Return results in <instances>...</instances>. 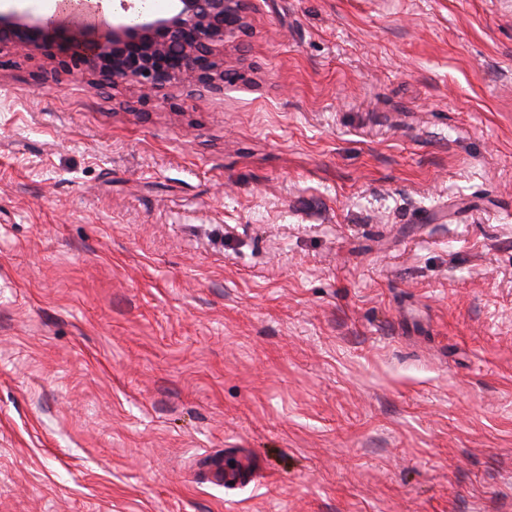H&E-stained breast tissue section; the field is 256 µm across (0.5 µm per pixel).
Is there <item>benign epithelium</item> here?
<instances>
[{"label": "benign epithelium", "mask_w": 512, "mask_h": 512, "mask_svg": "<svg viewBox=\"0 0 512 512\" xmlns=\"http://www.w3.org/2000/svg\"><path fill=\"white\" fill-rule=\"evenodd\" d=\"M173 2L165 17L141 8L105 26H86L78 35L71 27L14 7L0 10V45L18 52L49 47L68 72L89 74L100 83L133 81L143 104L185 73L214 91L223 90L226 79H244L224 68V57L217 51L242 27L245 0Z\"/></svg>", "instance_id": "benign-epithelium-1"}]
</instances>
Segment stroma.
I'll use <instances>...</instances> for the list:
<instances>
[{"label":"stroma","mask_w":512,"mask_h":512,"mask_svg":"<svg viewBox=\"0 0 512 512\" xmlns=\"http://www.w3.org/2000/svg\"><path fill=\"white\" fill-rule=\"evenodd\" d=\"M243 17L146 108L0 48V512H512V0Z\"/></svg>","instance_id":"35a3bbf8"}]
</instances>
